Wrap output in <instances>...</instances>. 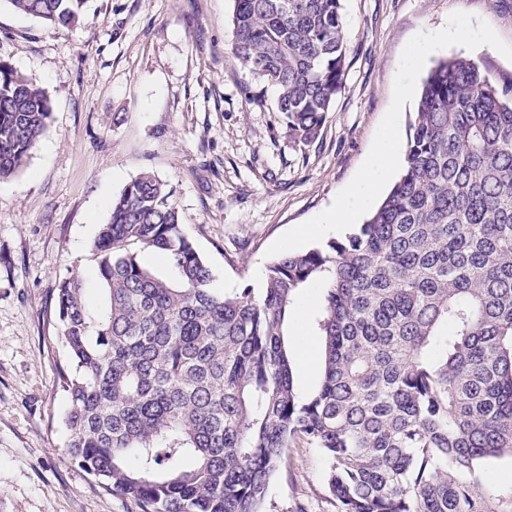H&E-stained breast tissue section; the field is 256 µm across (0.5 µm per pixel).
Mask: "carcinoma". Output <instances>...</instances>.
<instances>
[{"instance_id":"obj_1","label":"carcinoma","mask_w":512,"mask_h":512,"mask_svg":"<svg viewBox=\"0 0 512 512\" xmlns=\"http://www.w3.org/2000/svg\"><path fill=\"white\" fill-rule=\"evenodd\" d=\"M56 28L82 0H8ZM233 47L276 87L288 137L320 131L347 69L340 0H235ZM50 99L0 60V179L26 167ZM102 305L59 282L73 371L70 459L139 512H262L290 439L319 448L337 512H512L483 483L512 460V71L433 63L405 164L363 224L266 267L261 295L227 293L145 171L94 241ZM155 252L160 274L141 261ZM324 288L318 388H296L288 315Z\"/></svg>"}]
</instances>
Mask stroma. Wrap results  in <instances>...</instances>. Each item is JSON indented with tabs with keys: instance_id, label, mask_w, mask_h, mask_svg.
Segmentation results:
<instances>
[{
	"instance_id": "35a3bbf8",
	"label": "stroma",
	"mask_w": 512,
	"mask_h": 512,
	"mask_svg": "<svg viewBox=\"0 0 512 512\" xmlns=\"http://www.w3.org/2000/svg\"><path fill=\"white\" fill-rule=\"evenodd\" d=\"M234 0H86L52 30L0 0V59L51 100L22 172L0 180V512H137L70 460L58 383L66 366L52 295L77 275L101 300L93 242L141 172L165 180L215 287L263 285L267 263L347 230L297 231L363 171L393 111L410 121L434 60L467 56L512 70V0H342L349 66L315 139L295 145L233 49ZM463 30L467 46L436 43ZM430 41L429 59H403ZM260 89L262 102L249 100ZM318 448L290 442L263 512H336Z\"/></svg>"
}]
</instances>
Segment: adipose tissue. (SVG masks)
Listing matches in <instances>:
<instances>
[{
    "instance_id": "ef3b65f1",
    "label": "adipose tissue",
    "mask_w": 512,
    "mask_h": 512,
    "mask_svg": "<svg viewBox=\"0 0 512 512\" xmlns=\"http://www.w3.org/2000/svg\"><path fill=\"white\" fill-rule=\"evenodd\" d=\"M400 116L392 114L383 134L378 139L371 158L360 177L337 201L335 209L327 212L321 223L303 227L306 236L317 235L322 224H343L360 208L365 207L379 188L390 178L400 158Z\"/></svg>"
}]
</instances>
